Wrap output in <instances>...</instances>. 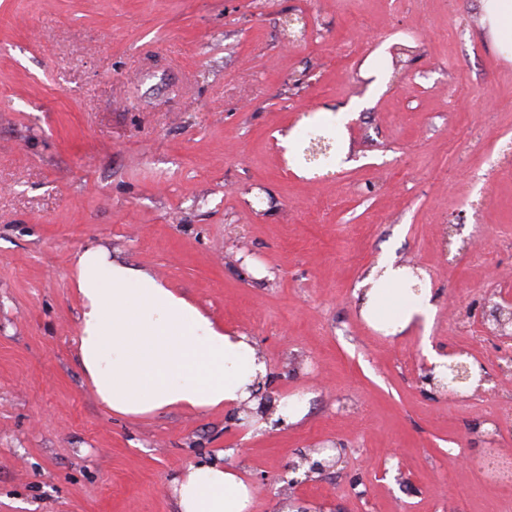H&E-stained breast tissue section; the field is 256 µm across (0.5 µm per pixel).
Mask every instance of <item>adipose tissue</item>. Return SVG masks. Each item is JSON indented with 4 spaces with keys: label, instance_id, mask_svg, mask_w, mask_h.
<instances>
[{
    "label": "adipose tissue",
    "instance_id": "adipose-tissue-1",
    "mask_svg": "<svg viewBox=\"0 0 512 512\" xmlns=\"http://www.w3.org/2000/svg\"><path fill=\"white\" fill-rule=\"evenodd\" d=\"M496 48L512 57V0H482ZM80 304L76 358L112 413L146 416L166 410H237L248 406L261 425L300 421L304 402L260 404L252 389L268 375L250 338L227 333L202 308L154 274L116 261L92 244L73 258ZM408 268L379 260L366 279L363 316L387 331L436 314L430 288L415 287ZM179 512H249L252 489L218 462L189 466L173 478Z\"/></svg>",
    "mask_w": 512,
    "mask_h": 512
}]
</instances>
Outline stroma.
Masks as SVG:
<instances>
[{
	"instance_id": "1",
	"label": "stroma",
	"mask_w": 512,
	"mask_h": 512,
	"mask_svg": "<svg viewBox=\"0 0 512 512\" xmlns=\"http://www.w3.org/2000/svg\"><path fill=\"white\" fill-rule=\"evenodd\" d=\"M344 111L304 163L302 133ZM508 143L512 60L481 0H0V512H177L171 478L216 459L250 512H512L473 465L512 459L489 321L512 298ZM93 243L249 336L306 416L104 408L75 359ZM385 254L429 275L428 328L362 317ZM459 349L489 378L465 400L424 380ZM327 446L333 472L286 491Z\"/></svg>"
}]
</instances>
